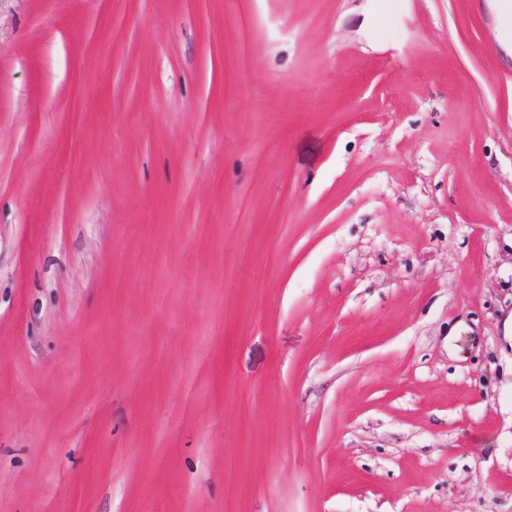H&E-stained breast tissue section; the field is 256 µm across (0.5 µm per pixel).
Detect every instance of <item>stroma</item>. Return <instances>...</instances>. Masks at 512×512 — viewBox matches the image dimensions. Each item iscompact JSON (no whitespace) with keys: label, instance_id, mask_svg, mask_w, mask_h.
<instances>
[{"label":"stroma","instance_id":"1","mask_svg":"<svg viewBox=\"0 0 512 512\" xmlns=\"http://www.w3.org/2000/svg\"><path fill=\"white\" fill-rule=\"evenodd\" d=\"M491 0H0V512H512Z\"/></svg>","mask_w":512,"mask_h":512}]
</instances>
